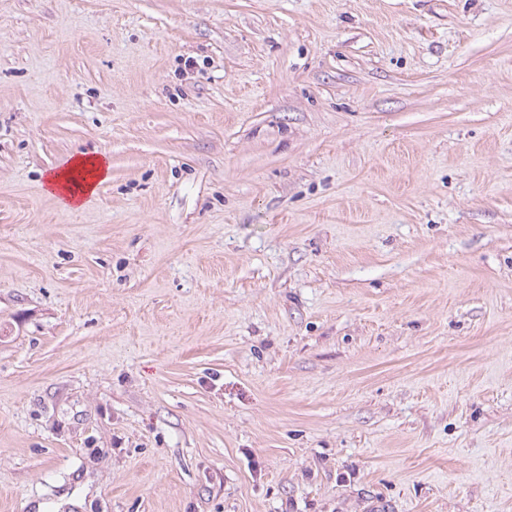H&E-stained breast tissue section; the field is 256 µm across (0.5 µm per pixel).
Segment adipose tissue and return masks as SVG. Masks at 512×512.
<instances>
[{"instance_id":"obj_1","label":"adipose tissue","mask_w":512,"mask_h":512,"mask_svg":"<svg viewBox=\"0 0 512 512\" xmlns=\"http://www.w3.org/2000/svg\"><path fill=\"white\" fill-rule=\"evenodd\" d=\"M108 176L109 165L104 157L83 153L73 157L64 169L48 174L46 183L65 206L78 207Z\"/></svg>"}]
</instances>
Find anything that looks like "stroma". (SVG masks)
<instances>
[{"mask_svg": "<svg viewBox=\"0 0 512 512\" xmlns=\"http://www.w3.org/2000/svg\"><path fill=\"white\" fill-rule=\"evenodd\" d=\"M0 512H512V0H0ZM108 177L109 164L103 156L83 153L73 157L64 169L48 174L45 180L49 190L59 194L65 206L77 208Z\"/></svg>", "mask_w": 512, "mask_h": 512, "instance_id": "stroma-1", "label": "stroma"}]
</instances>
